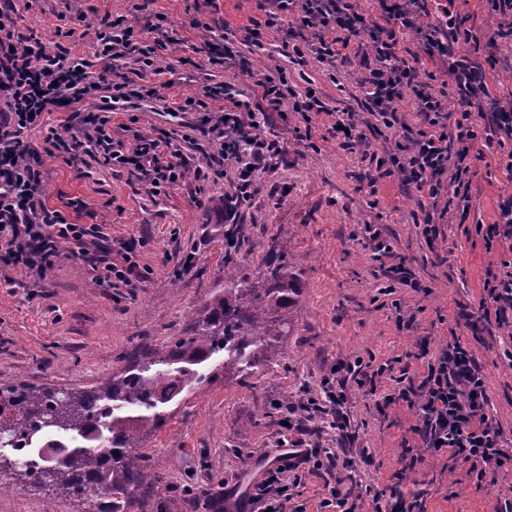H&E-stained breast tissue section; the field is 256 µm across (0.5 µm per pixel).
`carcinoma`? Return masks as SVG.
I'll return each instance as SVG.
<instances>
[{"label": "carcinoma", "mask_w": 512, "mask_h": 512, "mask_svg": "<svg viewBox=\"0 0 512 512\" xmlns=\"http://www.w3.org/2000/svg\"><path fill=\"white\" fill-rule=\"evenodd\" d=\"M299 281L291 269L276 266L271 278L258 284L235 275L224 263V288L199 308L187 332L173 337L165 355L136 350L126 366L97 388L64 396L43 387L22 385L9 390L12 409L6 436L24 434L35 420L64 438L72 454L59 464L49 458L37 476L20 459H3L21 479L52 484L69 495L78 493L77 477L88 473L112 491V512H161V479L148 473L146 456L135 451L140 435L161 427L163 408L199 376L198 367L224 353V368L244 375L267 365L276 343L296 326ZM112 444L118 454L100 460V445Z\"/></svg>", "instance_id": "1"}]
</instances>
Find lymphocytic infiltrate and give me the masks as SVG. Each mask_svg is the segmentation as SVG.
<instances>
[{
    "mask_svg": "<svg viewBox=\"0 0 512 512\" xmlns=\"http://www.w3.org/2000/svg\"><path fill=\"white\" fill-rule=\"evenodd\" d=\"M378 5L383 21L370 25L352 0H260L264 17L254 21L246 40L261 46L264 29L277 26L288 15L292 18L289 37L308 30L314 38L305 48L292 45L287 53L289 63L306 65L310 53L318 63L331 67L340 60H356L355 85L369 115L385 129L403 133L393 148L374 150L359 130L358 113L328 107L313 88L301 90L290 84L285 68L280 67L265 78L262 97L267 106L258 111L250 102L237 99L230 86L208 89V96L224 97L226 106L213 126L220 147L206 157L199 179H219L225 162H234L231 201L238 204L250 199L257 191L259 172L282 151L279 141L262 136L259 128L269 113L286 108L304 115L333 116L335 125L344 130L341 148L361 151L379 177L399 176L404 184L433 200L444 194L457 199L470 171V157H481L484 147L493 142L512 144V97L491 96L486 83L487 71L511 72L512 59L491 52L480 62L453 60L452 44L470 40V33L456 26L447 32L436 26H417L414 17L419 0H378ZM405 30L413 32L425 55L445 62L443 74L451 78L459 94L457 107H448L431 93L429 84L419 82L416 67L397 54L399 35ZM363 32L368 44L352 46V37ZM96 36V56L105 63L130 53L142 68H152L156 62V47L134 43L131 28L122 20L105 22ZM111 75L106 67L96 74L90 72L88 62L75 57L64 44L46 50L38 39L16 30L10 12L0 10V264L28 277L45 278L60 256V242L66 241L101 267V283L111 288L133 287V267L112 262L109 246L89 249V239L98 234L96 225L70 223L61 211L45 205L43 155L22 140L25 131L40 125L44 113L77 107L100 85L123 92V84L111 82ZM408 96L421 122L417 130L410 129L400 109ZM107 123V117L89 114L80 127L49 129L46 142L50 149L68 154L97 146L105 160L128 167L156 190L178 179L176 165L163 160L158 142L115 146ZM484 286L483 312L493 313L497 324L512 322V272L489 274ZM397 399L417 408L420 423L415 432L432 454L448 453L484 467L512 457L487 414L482 367L460 341L448 344L437 358L428 361L419 385L385 397L389 403ZM343 405L338 385L326 378L319 394L284 408L287 433L277 442L274 463L265 468L247 494L251 512H285V503H292V490L301 482L302 469L330 471L337 466L351 439ZM316 417L325 429L335 431L337 450L322 448L307 427V420Z\"/></svg>",
    "mask_w": 512,
    "mask_h": 512,
    "instance_id": "lymphocytic-infiltrate-1",
    "label": "lymphocytic infiltrate"
}]
</instances>
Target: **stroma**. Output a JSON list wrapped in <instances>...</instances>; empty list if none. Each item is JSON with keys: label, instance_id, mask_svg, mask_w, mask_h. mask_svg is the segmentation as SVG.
Instances as JSON below:
<instances>
[{"label": "stroma", "instance_id": "1", "mask_svg": "<svg viewBox=\"0 0 512 512\" xmlns=\"http://www.w3.org/2000/svg\"><path fill=\"white\" fill-rule=\"evenodd\" d=\"M12 6L21 32L40 34L54 46L58 32L69 35L75 55L96 61V27L103 17H124L138 42L159 44L156 67L140 70L135 55L115 65L131 81L133 95L114 104L109 127L114 139L161 141L166 158L182 176L153 193L148 182L126 167L107 165L98 149L77 157L47 154L45 196L73 224L98 225L115 263L130 261L138 288L99 286V269L73 256L71 244L46 279L35 280L0 267V388L20 383L62 393L90 391L120 371L129 352L147 347L163 353L172 336L188 330L194 312L224 285V263L238 276L266 281L272 255L286 260L301 279L296 327L282 336L277 357L250 375L225 369L223 355L201 365L203 383L190 384L166 407L165 424L141 437L140 451L152 473L170 490L163 512H242L249 487L275 457L282 396L300 399L317 392L337 362L374 360L386 370L374 386L346 379L345 411L357 446L372 459L353 460L330 472H304L295 502L317 512L328 486L365 488L381 499L403 496L420 512H512V461L493 479L479 478L469 462L427 454L414 428L420 419L406 402L385 403L399 377L420 382L430 358L452 338L479 360L487 384L489 415L505 446L512 448V333L479 320L487 271L512 263V240L486 243L479 224L500 221V205L512 197L506 149L491 144L472 161L466 213L432 205L399 177L368 183L360 154L340 149L330 118L305 126L295 112L271 114L260 132L284 147L259 174L255 195L224 213L234 192V166L223 178L198 184L196 171L219 143L202 131L204 118L221 115L224 101L206 98L221 83L262 105L259 80L287 66L288 80L313 86L338 108L365 112L355 96V64L330 68L308 61L288 67L280 54L285 29L265 30L262 47L247 43L258 0H0ZM449 17L487 43L499 14L487 0H425L420 25ZM211 44L235 54L210 65L201 49ZM156 88V96L141 87ZM203 108L181 111L190 99ZM439 227L425 239L421 223ZM376 229L394 250L378 258L369 239ZM402 264L417 285L383 294L389 270ZM252 456L243 468L241 453ZM198 496L181 493L186 483ZM89 495H66L53 486L28 487L0 497V512H93Z\"/></svg>", "mask_w": 512, "mask_h": 512}]
</instances>
